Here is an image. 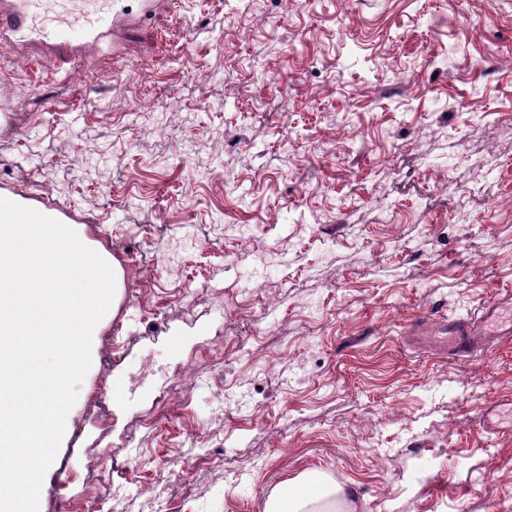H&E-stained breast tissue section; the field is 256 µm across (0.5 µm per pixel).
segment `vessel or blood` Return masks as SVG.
Segmentation results:
<instances>
[{"mask_svg":"<svg viewBox=\"0 0 512 512\" xmlns=\"http://www.w3.org/2000/svg\"><path fill=\"white\" fill-rule=\"evenodd\" d=\"M29 4L30 0H0V35H37L38 39L55 46L54 63L57 71H68L72 57L60 31L31 32L28 25ZM439 331L447 335L448 352L452 355H466L473 352L480 343L511 336L512 296L504 295L475 311L473 315L449 319L440 324Z\"/></svg>","mask_w":512,"mask_h":512,"instance_id":"b4317fda","label":"vessel or blood"}]
</instances>
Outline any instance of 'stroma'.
<instances>
[{
	"mask_svg": "<svg viewBox=\"0 0 512 512\" xmlns=\"http://www.w3.org/2000/svg\"><path fill=\"white\" fill-rule=\"evenodd\" d=\"M123 5L66 78L0 38V195L124 269L40 512H265L310 471L356 512H512V340L416 334L512 291V0ZM100 8L31 13L78 45ZM147 357L189 380L131 390Z\"/></svg>",
	"mask_w": 512,
	"mask_h": 512,
	"instance_id": "obj_1",
	"label": "stroma"
}]
</instances>
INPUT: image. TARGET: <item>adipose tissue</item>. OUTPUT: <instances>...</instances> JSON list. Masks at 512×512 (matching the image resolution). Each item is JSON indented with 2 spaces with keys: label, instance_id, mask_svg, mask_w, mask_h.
<instances>
[{
  "label": "adipose tissue",
  "instance_id": "obj_1",
  "mask_svg": "<svg viewBox=\"0 0 512 512\" xmlns=\"http://www.w3.org/2000/svg\"><path fill=\"white\" fill-rule=\"evenodd\" d=\"M353 492L329 484L320 474L287 478L269 498L266 512H356Z\"/></svg>",
  "mask_w": 512,
  "mask_h": 512
}]
</instances>
